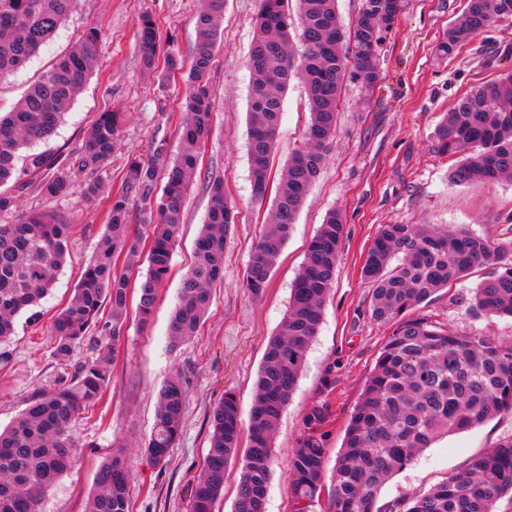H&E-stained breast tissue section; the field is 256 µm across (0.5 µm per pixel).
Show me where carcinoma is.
<instances>
[{"label":"carcinoma","instance_id":"cac0c4a2","mask_svg":"<svg viewBox=\"0 0 512 512\" xmlns=\"http://www.w3.org/2000/svg\"><path fill=\"white\" fill-rule=\"evenodd\" d=\"M78 0H0V78L22 67L48 44ZM258 0L256 30L248 55V161L251 194L275 196L262 237L246 265L244 288L259 297L288 241L297 214L326 162L336 134L344 82L371 89L379 80L373 64L407 0H362L345 27L336 0ZM226 0H204L196 15L198 48L189 63L167 42L166 70H158L160 35L143 15L136 25L143 73L162 81L185 71L178 148L152 143L149 156L126 167L120 187L85 182L88 199L106 195V229L68 305L52 325L53 355L69 356L89 341L82 361L51 389L36 391L25 409L0 430V512H40L47 493L71 468L78 443L72 426L102 399L127 331L132 277L140 262L137 312L151 316L159 288L168 278L187 192L202 160L213 125L209 73L224 20ZM512 17V0H467L462 19L448 26L437 50L454 55L494 22ZM100 34L87 33L34 82L18 103L0 114V187L32 172L46 197L72 190L67 158L22 152L51 136L78 90L99 62ZM302 77L310 121L297 148L274 181L272 158L282 121L284 94ZM121 113L104 112L86 133L78 166L95 171L118 144ZM438 153L458 157L450 168L456 185L512 179V71L463 93L436 130ZM211 205L196 241L194 261L184 275L169 325L170 347L194 338L211 302L210 287L224 276V246L237 213L224 181L207 185ZM137 209L143 233L132 234ZM345 234L344 215L330 210L311 239L280 331L268 342L260 367L248 427L234 393L227 391L209 415L210 447L193 486L192 512H214L224 494L228 462L239 458L235 512H266L273 435L320 328L335 279ZM72 225L49 211H32L0 224V356L15 335L21 313L50 294L66 263ZM493 269L471 289L469 308L478 315L512 318V239L491 240L467 229L427 224H383L363 266L372 284L371 318L391 328L361 398L350 415L336 459L326 512H372L384 482L405 469L424 449L452 433L505 414L512 415V344L479 333H460L419 311L434 294L466 279L474 268ZM108 314L102 315V307ZM186 380L173 372L159 393L153 432L143 448L146 462L165 463L182 428ZM331 421L325 400L303 417L292 453L288 482L293 512H311L323 488L325 438ZM247 446L240 449L242 431ZM132 473L117 453L99 469L89 512H130ZM512 497V433L489 451L469 458L445 482L395 504L398 512H496Z\"/></svg>","mask_w":512,"mask_h":512}]
</instances>
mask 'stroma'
<instances>
[{
    "instance_id": "35a3bbf8",
    "label": "stroma",
    "mask_w": 512,
    "mask_h": 512,
    "mask_svg": "<svg viewBox=\"0 0 512 512\" xmlns=\"http://www.w3.org/2000/svg\"><path fill=\"white\" fill-rule=\"evenodd\" d=\"M201 0H80L53 42L23 68L0 80V111H9L60 52L86 31L99 29L100 62L57 131L35 145V152L77 158L86 131L100 113H123L120 141L98 170L74 172L65 197L48 198L30 185L10 187L11 210L0 224L23 212H55L73 224L67 264L40 316L20 315L8 357L0 361V427L7 426L40 389L53 387L72 365L91 355L88 344L69 358L53 354L51 325L68 303L97 241L105 230L102 200L83 196L91 176L119 185L127 160L146 156L154 139L176 145L185 93L182 77L160 83L143 75L136 38L140 16L150 15L162 39L173 40L184 58L196 44L195 15ZM466 0H410L406 12L384 39L376 59L380 79L373 90L347 83L338 104L336 138L313 184L269 283L259 297L242 286L249 254L259 239L271 199L251 196L248 163L249 72L246 60L256 24L257 0H227L221 37L211 70L213 131L186 199L183 223L167 281L148 321L130 314L127 333L112 368V381L91 414L77 420L81 446L73 468L47 494L42 512H86L99 466L124 452L134 479L132 512H191L192 487L209 448V414L225 392H234L249 411L265 348L289 305L294 279L307 245L326 213L339 209L346 220L336 277L323 320L304 368L279 421L272 453L273 472L266 512H291L287 470L309 406L327 400L332 422L326 443V475L342 447L346 423L357 405L389 329L374 321L368 306L371 285L362 275L366 254L384 224L463 227L494 240L512 238V181L474 186L450 182L451 163L435 151V132L445 112L470 88L512 71V19L493 23L459 53L439 54L437 43L459 20ZM309 121L304 87L292 82L285 94L274 171H281L303 143ZM223 179L237 211L224 249V278L213 285L209 312L197 336L169 346V322L180 284L192 259L210 199L209 181ZM469 279L434 295L426 310L435 321L462 333L477 332L512 343V319L474 316L464 302L470 288L487 276ZM187 381L183 429L164 467L152 468L141 451L155 423L158 393L174 370ZM512 433V416L454 434L426 449L382 486L374 512H394L397 501L444 481L474 455Z\"/></svg>"
}]
</instances>
